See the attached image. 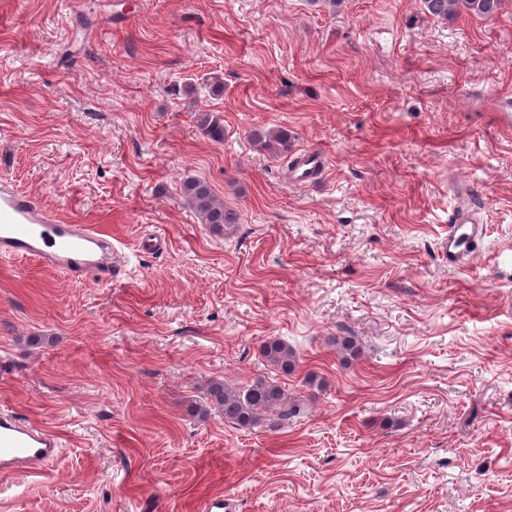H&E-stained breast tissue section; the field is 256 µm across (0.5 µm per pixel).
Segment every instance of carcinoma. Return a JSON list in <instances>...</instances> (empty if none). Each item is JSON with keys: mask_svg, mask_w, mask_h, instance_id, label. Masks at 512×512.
Instances as JSON below:
<instances>
[{"mask_svg": "<svg viewBox=\"0 0 512 512\" xmlns=\"http://www.w3.org/2000/svg\"><path fill=\"white\" fill-rule=\"evenodd\" d=\"M425 13L446 20L464 9L477 16L495 17L502 9L503 0H421ZM197 125L203 135L213 139H224V120L218 114L200 112ZM254 140L261 148L275 156L289 152L294 136L286 129L275 132H255ZM182 192L191 209L201 223L209 225L219 236L236 230L241 223V214L224 204L210 185L196 178H189L182 184ZM336 349L342 359H355L361 350L352 336L336 337ZM260 356L274 371L285 376L295 373L299 367V356L294 348L280 339H269L260 346ZM208 399L222 412L224 421L241 429L255 427L266 422L269 429L281 430L309 412L307 399L292 397L278 382L256 378L241 387L228 385L220 380L210 383Z\"/></svg>", "mask_w": 512, "mask_h": 512, "instance_id": "carcinoma-1", "label": "carcinoma"}]
</instances>
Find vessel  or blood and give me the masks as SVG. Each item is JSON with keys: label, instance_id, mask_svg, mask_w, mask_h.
I'll list each match as a JSON object with an SVG mask.
<instances>
[{"label": "vessel or blood", "instance_id": "1", "mask_svg": "<svg viewBox=\"0 0 512 512\" xmlns=\"http://www.w3.org/2000/svg\"><path fill=\"white\" fill-rule=\"evenodd\" d=\"M485 231L481 211L471 193L459 190L448 217V236L441 248L448 264L472 261L468 244ZM111 235L84 224H66L39 206L27 193L0 185V259H30L77 277L100 283L119 276L121 265ZM61 442L50 430L27 421L17 411L0 408V471L39 473L60 454Z\"/></svg>", "mask_w": 512, "mask_h": 512}]
</instances>
